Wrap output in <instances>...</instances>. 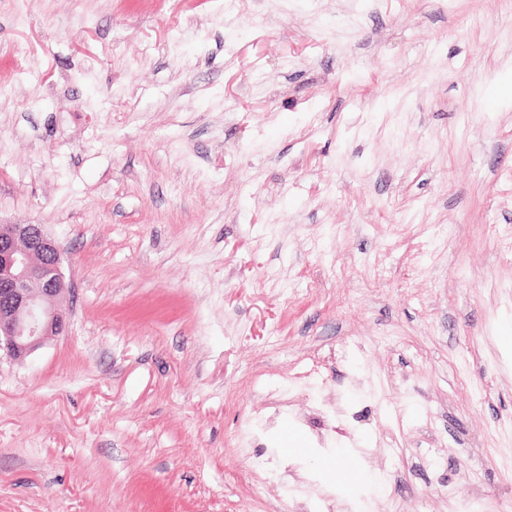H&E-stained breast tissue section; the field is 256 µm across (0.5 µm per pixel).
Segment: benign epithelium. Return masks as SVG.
I'll return each instance as SVG.
<instances>
[{"mask_svg":"<svg viewBox=\"0 0 512 512\" xmlns=\"http://www.w3.org/2000/svg\"><path fill=\"white\" fill-rule=\"evenodd\" d=\"M61 253L40 224H0V348L22 358L67 326Z\"/></svg>","mask_w":512,"mask_h":512,"instance_id":"7a95c632","label":"benign epithelium"}]
</instances>
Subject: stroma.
<instances>
[{"label":"stroma","mask_w":512,"mask_h":512,"mask_svg":"<svg viewBox=\"0 0 512 512\" xmlns=\"http://www.w3.org/2000/svg\"><path fill=\"white\" fill-rule=\"evenodd\" d=\"M0 224V512H512V0H0ZM61 253L40 224H0V350L22 358L67 326Z\"/></svg>","instance_id":"obj_1"}]
</instances>
